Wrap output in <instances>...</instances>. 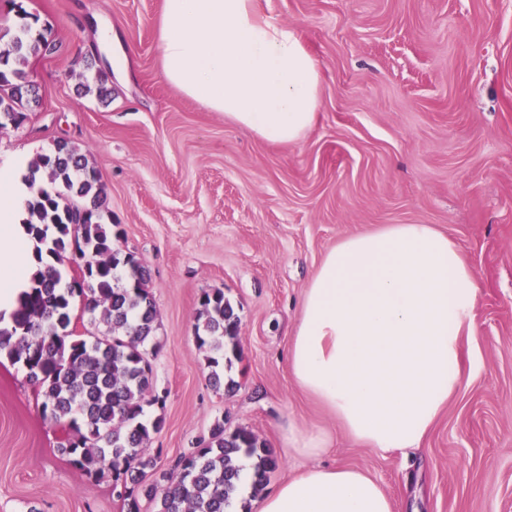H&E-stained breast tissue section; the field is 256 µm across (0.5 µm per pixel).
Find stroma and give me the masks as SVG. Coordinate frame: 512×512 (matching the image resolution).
Segmentation results:
<instances>
[{
  "mask_svg": "<svg viewBox=\"0 0 512 512\" xmlns=\"http://www.w3.org/2000/svg\"><path fill=\"white\" fill-rule=\"evenodd\" d=\"M163 0H0V27L37 17L59 43L30 57L40 103L0 131V164L73 143L101 178L124 250L151 275L162 347L152 358L164 427L160 470L215 420L272 448L268 487L307 467L358 468L394 512H512V0H260L297 26L321 71L312 130L263 141L205 109L160 72ZM114 36L110 102L82 93L99 29ZM431 224L456 241L480 283L475 375L412 455L336 433L293 380L300 299L341 239ZM223 289L240 318L236 386L215 389L196 346L199 294ZM25 369L0 354V512H126L112 484L73 466L67 426L45 418ZM334 431L327 453L289 455V426Z\"/></svg>",
  "mask_w": 512,
  "mask_h": 512,
  "instance_id": "35a3bbf8",
  "label": "stroma"
}]
</instances>
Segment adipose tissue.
I'll list each match as a JSON object with an SVG mask.
<instances>
[{
  "instance_id": "obj_1",
  "label": "adipose tissue",
  "mask_w": 512,
  "mask_h": 512,
  "mask_svg": "<svg viewBox=\"0 0 512 512\" xmlns=\"http://www.w3.org/2000/svg\"><path fill=\"white\" fill-rule=\"evenodd\" d=\"M164 79L264 141L312 129L321 73L296 27L257 0H163ZM29 157L0 166V317L38 268L24 220ZM479 287L460 246L430 224H392L340 240L306 288L292 333L294 380L352 444L418 450L461 387L463 339L476 333ZM252 512H392L363 471L312 466L250 503Z\"/></svg>"
}]
</instances>
